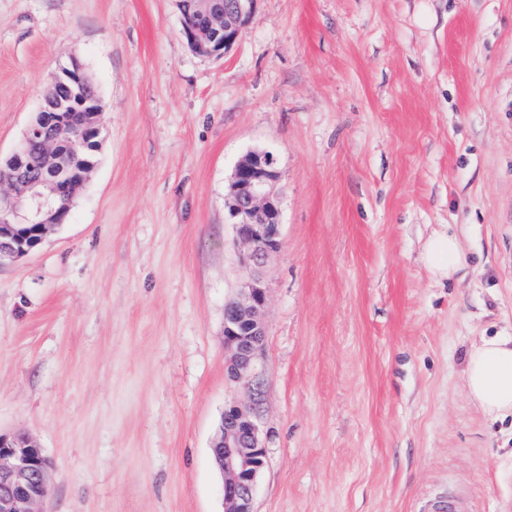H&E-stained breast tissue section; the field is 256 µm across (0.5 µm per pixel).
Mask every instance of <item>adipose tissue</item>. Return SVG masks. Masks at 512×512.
<instances>
[{
    "label": "adipose tissue",
    "mask_w": 512,
    "mask_h": 512,
    "mask_svg": "<svg viewBox=\"0 0 512 512\" xmlns=\"http://www.w3.org/2000/svg\"><path fill=\"white\" fill-rule=\"evenodd\" d=\"M425 261L438 277L453 278L466 266L459 240L453 234L432 237ZM467 394L489 419L512 417V336L484 338L469 349L463 370Z\"/></svg>",
    "instance_id": "adipose-tissue-1"
}]
</instances>
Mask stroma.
<instances>
[{"label": "stroma", "instance_id": "35a3bbf8", "mask_svg": "<svg viewBox=\"0 0 512 512\" xmlns=\"http://www.w3.org/2000/svg\"><path fill=\"white\" fill-rule=\"evenodd\" d=\"M78 58L105 109L68 221L0 265V433L44 512H223L210 447L258 406L254 512H512V418L462 386L512 333V0H257L219 57L176 0H0V154ZM276 158L261 398L226 374L243 284L224 196ZM468 268L436 277L434 235ZM52 464L27 436L0 434V512H44Z\"/></svg>", "mask_w": 512, "mask_h": 512}]
</instances>
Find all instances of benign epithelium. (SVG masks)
<instances>
[{
  "label": "benign epithelium",
  "mask_w": 512,
  "mask_h": 512,
  "mask_svg": "<svg viewBox=\"0 0 512 512\" xmlns=\"http://www.w3.org/2000/svg\"><path fill=\"white\" fill-rule=\"evenodd\" d=\"M177 0L181 34L202 56H221L251 18L256 0ZM101 99L82 63L60 66L43 93L39 111L20 143L0 158V265L37 249L51 228L67 222L66 202L88 181L101 135ZM278 170L268 150H252L235 164L224 197L225 221L234 225L239 264L247 282L224 306L227 374L253 389L250 407L225 406L211 452L223 475L224 512H253L265 465L257 408L259 367L265 343L262 318L267 288L258 269L280 246L282 201L274 190ZM52 464L27 436L0 434V512H42Z\"/></svg>",
  "instance_id": "7a95c632"
}]
</instances>
